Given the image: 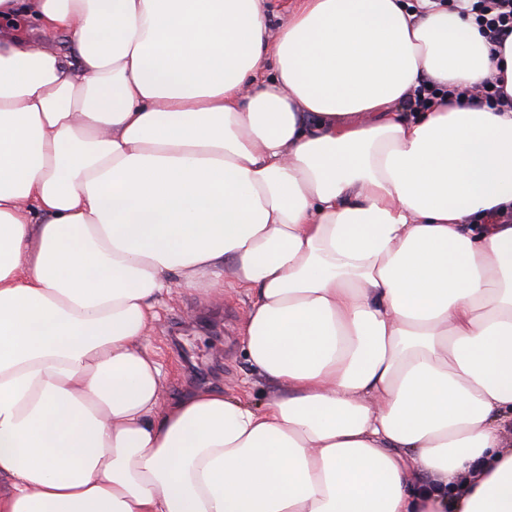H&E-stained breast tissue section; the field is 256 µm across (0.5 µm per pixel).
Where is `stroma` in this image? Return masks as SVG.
<instances>
[{"label": "stroma", "instance_id": "35a3bbf8", "mask_svg": "<svg viewBox=\"0 0 512 512\" xmlns=\"http://www.w3.org/2000/svg\"><path fill=\"white\" fill-rule=\"evenodd\" d=\"M247 306L245 296L233 290L216 303L181 294L158 305L147 346L169 394L207 387L263 402L265 384L248 363L237 334Z\"/></svg>", "mask_w": 512, "mask_h": 512}]
</instances>
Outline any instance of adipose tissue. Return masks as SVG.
<instances>
[{
  "label": "adipose tissue",
  "instance_id": "adipose-tissue-1",
  "mask_svg": "<svg viewBox=\"0 0 512 512\" xmlns=\"http://www.w3.org/2000/svg\"><path fill=\"white\" fill-rule=\"evenodd\" d=\"M420 4L0 0V512H512V33ZM228 288L265 406L168 398ZM0 28L14 30L27 37L36 47H52L64 54H70L71 48L67 40L55 33L42 34L31 21H3L0 19ZM443 90L436 88L430 83L423 81L416 88H414L412 95L408 99L410 110L418 112L428 107L429 104L435 99ZM444 94L451 96L455 94L454 90L448 89L443 91Z\"/></svg>",
  "mask_w": 512,
  "mask_h": 512
}]
</instances>
